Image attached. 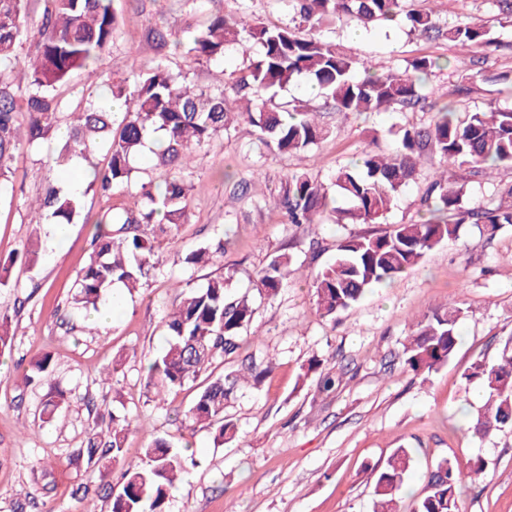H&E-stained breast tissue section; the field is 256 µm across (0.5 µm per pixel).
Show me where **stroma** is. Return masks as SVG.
I'll return each instance as SVG.
<instances>
[{
    "instance_id": "35a3bbf8",
    "label": "stroma",
    "mask_w": 512,
    "mask_h": 512,
    "mask_svg": "<svg viewBox=\"0 0 512 512\" xmlns=\"http://www.w3.org/2000/svg\"><path fill=\"white\" fill-rule=\"evenodd\" d=\"M113 5L118 25L99 62L103 76L164 57L200 87L221 85L225 70L241 66V58L220 64L168 55L159 49L158 36L173 38L186 24L213 13L275 24L292 17L288 0H197L193 10L180 0H113ZM415 6L433 11L442 27L488 17L481 0H416ZM491 35L493 44L462 53L448 41L409 34L402 25L360 33L345 20L325 32L342 51L372 60L381 71L422 56L447 59L448 69L429 76L427 90L438 98L466 83L469 92L457 105L472 111L490 103L512 106V25H492ZM431 116L426 109L364 118L327 107L322 116L327 136L312 151L297 154L259 155L244 125L231 136H216L198 150L197 163L185 176L192 205L176 244L156 242L164 274L125 298L121 312L107 322L67 301L91 251L92 225L76 221L59 238L52 225L37 228L29 222L28 205L45 183L68 179L66 170L50 163L63 144V131L16 153L14 189L0 195V259L36 235L44 251L32 270L16 269L11 285L0 288V309L18 311L14 344L0 355V512H12L23 491L53 512H84L74 490L87 482L88 473L76 453L92 434L89 401L105 397L115 411L145 419L127 438V460L140 461L157 436L194 454L195 463L171 491L168 512H372L377 473L398 448L416 451L411 495L419 494L425 473L440 458L455 455L463 463L482 458L487 471L462 488L468 512H512V430L482 437L464 432L486 396L480 384L461 380L473 362L496 361L512 339V230L491 238L480 226L464 225L460 241L440 245L395 283L370 290L330 320L316 310L312 277L335 255L337 236L381 233L386 225L425 217L421 196L428 177L420 175L401 193L382 225L337 226L327 216L311 231L288 224L274 205L285 175L308 171L330 180L339 165L366 149H393L400 126H423ZM228 228L233 235L223 265L191 275L171 266L172 247L196 248ZM314 236L322 244L316 257L309 251ZM278 250L302 267V276L290 278L276 299L259 301L249 330L253 342L237 357L214 363L211 371L218 377L240 370L251 355L259 361L274 356L276 365L258 387H239L229 401L226 413L237 436L220 445L213 429L185 421L196 387L186 386L156 407L141 380V361L165 345L162 321L182 294L179 282L201 285L228 268L234 289L244 293L255 269ZM449 303L462 311L454 356L430 373L408 371L402 345L415 322ZM47 351L54 355L51 381L65 398L49 422L40 418L46 389L18 380L29 362ZM315 356L323 371L338 377L331 391H320L318 374L308 369Z\"/></svg>"
}]
</instances>
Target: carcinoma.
<instances>
[{
    "label": "carcinoma",
    "mask_w": 512,
    "mask_h": 512,
    "mask_svg": "<svg viewBox=\"0 0 512 512\" xmlns=\"http://www.w3.org/2000/svg\"><path fill=\"white\" fill-rule=\"evenodd\" d=\"M41 24L27 29L24 0H0V192L11 183L14 154L45 138L56 126L62 100L57 89L75 73L98 79L97 63L112 43L117 17L112 0H43ZM297 24H268L258 18L213 16L187 25L174 40L175 48L198 60H221L228 52L246 57L247 65L224 73V85L204 90L190 85L182 72L163 61L105 83L106 93L86 100L75 113L65 141L53 158L58 166L89 160L100 144L108 146L103 168L87 170L86 186L70 190L49 184L37 199L33 223L70 225L82 215L83 197L94 191L110 195L134 183L147 144L159 180L143 182L131 207L110 210L95 219L92 252L77 275L72 303L76 309L98 308L116 284L130 293L157 277L163 268L153 241L139 233L153 224L175 239L187 223L190 189L182 174L196 149L214 136L231 134L240 125L253 128L256 147L280 153L308 152L328 130L321 112L309 100L288 107L277 102L279 92L302 79L316 89L315 97L329 101L338 112H405L427 99L426 78L448 67L438 58L417 57L402 71L376 72L363 60L318 37L324 26L354 20L368 31L402 21L408 32L443 37L461 50L490 43L488 28L479 20L450 23L441 28L426 11L408 0H289ZM32 34L34 51L20 58L24 35ZM430 161L434 177L424 192L429 217L394 224L382 234H348L336 239V258L312 278L317 312L336 318L374 285L390 284L416 266L443 242H456L465 224H482L489 236L512 227V185L475 200L466 184L448 180L451 166L468 169L472 177H489L512 168V107L457 115L445 105L423 127L399 130L398 146L390 153L369 151L336 170L328 183L303 172L289 175L278 193V208L287 223H320L324 214L336 224H379L399 194L419 178L421 160ZM342 198L346 207L336 206ZM225 240L218 238L186 252L176 250L172 264L186 270L224 258ZM40 239L29 240L22 259L30 269L40 258ZM285 253L268 255L253 278V290L263 299L276 298L296 274ZM232 274L216 276L200 286L185 283L186 291L164 319L165 349L144 366L145 387L157 400L195 383L215 361L234 355L247 338L256 307L247 295L231 291ZM461 309L454 304L423 316L403 344L405 366L414 373L430 372L448 363L459 344ZM13 316L0 310V352L11 347ZM53 356L47 353L20 375L26 385L47 382ZM486 391L483 409L467 431L486 435L512 429V348H504L494 364L474 362L463 374ZM241 383L232 371L209 379L188 409L194 425L215 428L220 444L236 436L226 407ZM94 433L79 453L94 477L77 487L83 497L104 491L110 512H167L170 489L184 471L187 456L162 437L145 448V461L129 464L123 456L132 424L141 422L91 404ZM411 448H397L379 471L374 485L373 512H404L403 487L414 466ZM123 467L122 481L112 484V467ZM484 463L469 469L440 459L426 473L421 496L411 512H465L460 488L479 474Z\"/></svg>",
    "instance_id": "carcinoma-1"
}]
</instances>
